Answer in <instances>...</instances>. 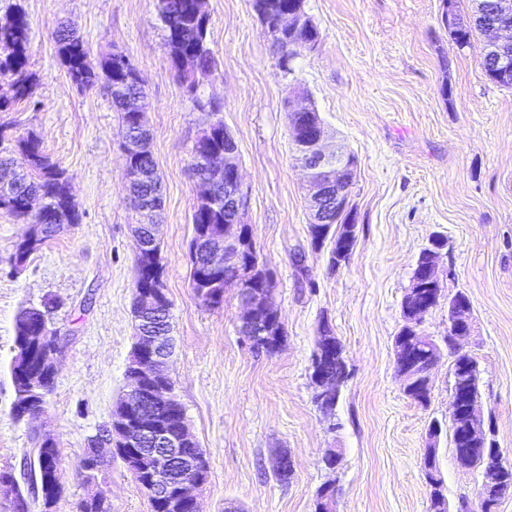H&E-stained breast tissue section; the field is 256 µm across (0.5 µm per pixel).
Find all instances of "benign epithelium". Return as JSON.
Wrapping results in <instances>:
<instances>
[{"instance_id": "1", "label": "benign epithelium", "mask_w": 512, "mask_h": 512, "mask_svg": "<svg viewBox=\"0 0 512 512\" xmlns=\"http://www.w3.org/2000/svg\"><path fill=\"white\" fill-rule=\"evenodd\" d=\"M277 28L281 32L294 33L305 29L316 32L313 24L299 11L281 13ZM484 54L497 56L502 62L512 56V24L506 21L495 22L488 29L485 38ZM230 134L224 133L226 149L224 154L205 159L206 166L224 176V208L230 213L229 222L220 225L212 237L217 244L205 249V268L209 273L224 281V287H234L241 298V316L239 331L250 346L257 350L268 351L267 341L272 335V327L266 315L276 311L273 293L257 291L252 288L255 264L259 259L250 254V237L243 232L241 215L248 207V195L244 192L237 150L229 141ZM328 134L324 124L315 125L311 143L296 151V165L307 179V191L312 214V222L324 224V212L336 211L342 215L352 211L351 174L357 167L354 154L339 146L327 143ZM158 225H150L148 237L151 243L142 244L139 225H134L137 240V255L144 264H149L159 253L157 239ZM433 250L428 252L430 263L415 265L411 276V288L403 298L406 318L400 333L410 336L414 344L426 343L434 348L430 361H417L406 357L402 352L394 353L395 371L402 381L403 392L419 376L431 380L432 370L440 356L437 342L422 329L423 318L432 310L434 296L426 295L423 284L436 287V277L441 263L445 242L440 237L430 240ZM135 316L143 322L145 318L164 310L169 305L168 295L161 283L152 279L148 283L138 284L134 289ZM471 303L459 297H448V335L455 343L467 340L473 335ZM56 331L42 327L40 342L43 356L42 365L47 376L24 380L25 387L17 393L13 404V414L21 421H30L45 411L46 398L54 383L58 368V348ZM336 344V367H342L343 350L336 342L331 329L324 328L318 336L315 353L311 361V379L316 389L315 399L326 414L336 406L338 376L327 372L325 345ZM135 345L139 358L129 362L125 376L129 387V397L124 413L111 418L109 426L103 431L91 448L87 449L80 466L88 480L95 481L98 473L117 449L134 448L136 455L127 461L128 471L135 477L144 495L149 500L162 501L168 512H200L194 490L205 484V475L209 472V462L203 455L190 452L198 445L191 435L187 423L173 431L156 414L148 412L154 404L173 400L172 390L167 382V369L173 354V342L169 336H155L141 327H135ZM451 423L464 420L468 434L474 439L485 436L494 438V430L486 426L479 411V397L472 396L466 390L452 389L449 405ZM441 426L430 425L422 466L426 467L436 459L439 447ZM456 461L463 468L484 469V479L475 498L458 501L456 512H478L483 507L485 495L502 485L503 474L509 464L504 462L502 449L457 448ZM63 496V486L59 474L54 481L45 485L41 497L42 512H56ZM107 496L102 489L96 490L86 498L80 512H98L102 509Z\"/></svg>"}]
</instances>
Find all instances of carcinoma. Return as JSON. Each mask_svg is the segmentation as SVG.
<instances>
[{"label":"carcinoma","instance_id":"cac0c4a2","mask_svg":"<svg viewBox=\"0 0 512 512\" xmlns=\"http://www.w3.org/2000/svg\"><path fill=\"white\" fill-rule=\"evenodd\" d=\"M453 2L456 22L448 24L443 21L445 28L459 47L468 46L474 33L482 31L479 22L478 0H470L468 18L461 16V0H443V3ZM296 0H257L253 3L263 31L272 36V46L277 56V66L283 76L294 74L293 62L296 59L295 41L306 38L305 34L294 36L290 33L274 36L280 12L295 7ZM159 19L166 31V44L172 66L185 84L186 92L192 98L199 111L207 113L208 121L201 135L196 140V146L201 155L214 152H224V137L208 135V132L224 130V123L217 118L222 107L210 101H203L200 86L201 80L213 75L216 71V60L208 43L209 16L201 11L199 0H158ZM30 23L22 7L13 9L11 18L0 25V76L11 78L14 89L13 97H0V112H9L15 101L29 98L33 93L32 74L27 69V46L29 43ZM58 54L67 68L71 80L82 91H90L102 87L111 98L112 107L120 113L124 130L123 138L130 136L133 129V112L128 99L132 96L145 98L143 87L137 82L132 69L118 71L114 69L115 60L123 55L114 50L99 59L91 58L90 51L84 40L73 30L59 25L54 31ZM5 137L0 130V180L10 181L9 196L0 199V210L8 212L17 220H28L25 203L32 196L45 200L46 209L38 220L42 224L43 241L47 242L62 234L68 225L79 222V211L70 189L69 178L63 168L52 161L42 148L41 140L34 134H29L15 141L10 146L4 145ZM20 151L28 158V166L17 170L14 168L12 154ZM125 163L135 164L143 170V178L130 184L128 192L130 200L151 198L153 209L140 213L141 224L154 223L160 214L162 197L160 177L156 171L153 155L150 153L133 160L126 158ZM216 204L213 206H196L192 216L193 233L199 234L212 224H222L224 215V182L216 183ZM348 216L341 218L340 231H331V235L322 236L320 230L324 224L309 226L311 242L314 248L320 249L326 241H331L330 265L338 266L336 251L346 247L342 236L346 232ZM44 321L42 315L30 307L22 308L16 318L15 340L29 341L30 337L39 334L38 325ZM455 347L448 345V351L453 353V385L469 388L479 393L477 362L474 357L454 353ZM23 482L26 495L23 496V507L26 512L38 506L31 492L35 481L53 466L44 463L32 455V450L23 452Z\"/></svg>","mask_w":512,"mask_h":512}]
</instances>
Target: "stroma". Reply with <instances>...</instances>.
<instances>
[{"label": "stroma", "mask_w": 512, "mask_h": 512, "mask_svg": "<svg viewBox=\"0 0 512 512\" xmlns=\"http://www.w3.org/2000/svg\"><path fill=\"white\" fill-rule=\"evenodd\" d=\"M31 23L29 100L0 112L8 140L36 134L71 182L80 221L47 242L22 270L16 244L27 224L0 210V474L18 472L37 436L55 439L64 495L58 512H79L95 484L111 512H150L120 456L90 483L79 462L108 426L126 391L133 345L138 217L126 192L122 127L110 97L80 91L57 51L64 22L92 57L123 51L147 96L150 150L162 182L160 257L172 302L173 394L210 469L198 492L201 512H314L319 488L335 482L336 512H428L421 470L431 421H440L437 463L449 505L473 496L479 468L460 467L451 444L450 356L432 372L428 405L402 391L393 343L415 261L431 236L447 255L438 305L423 320L437 342L448 334V297L465 292L475 332L464 348L479 369V409L512 463V88L485 75V39L458 47L441 22L442 0H305L321 39L295 61V77L326 128L358 159L351 205L357 240L349 260L330 268L328 249L309 235L303 172L293 160L287 81L251 0H204L218 74L203 86L238 148L251 228L260 260L273 272L284 324L273 354L250 348L238 331L237 291L210 306L190 286L193 209L202 184L192 148L207 123L171 65L156 0H0ZM53 303L65 335L44 414L16 421L8 372L16 317ZM329 323L344 346L351 377L333 431L313 402L309 368L317 330ZM342 456L326 469V449ZM288 455L293 475L274 462Z\"/></svg>", "instance_id": "35a3bbf8"}]
</instances>
